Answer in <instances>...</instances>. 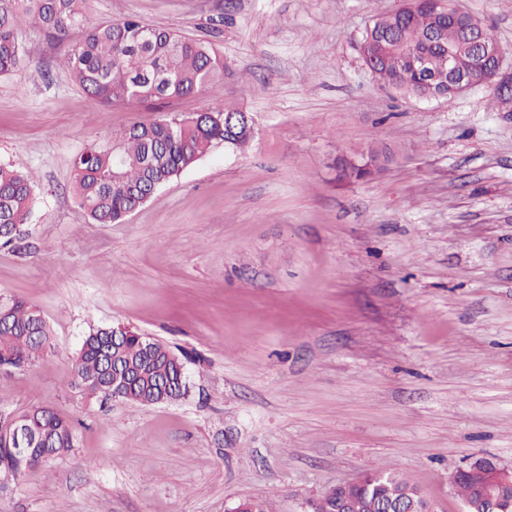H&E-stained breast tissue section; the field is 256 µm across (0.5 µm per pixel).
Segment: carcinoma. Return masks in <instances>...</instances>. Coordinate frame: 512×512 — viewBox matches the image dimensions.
<instances>
[{
	"instance_id": "cac0c4a2",
	"label": "carcinoma",
	"mask_w": 512,
	"mask_h": 512,
	"mask_svg": "<svg viewBox=\"0 0 512 512\" xmlns=\"http://www.w3.org/2000/svg\"><path fill=\"white\" fill-rule=\"evenodd\" d=\"M84 0H0V75L14 72L24 59L17 31L32 25L46 36L70 45L66 64L83 90L104 105L169 102L208 89L224 76V60L204 42L134 17L90 25ZM437 0H406L396 11L375 18L364 31L360 53L364 65L383 84L412 97L448 91V50L466 74L481 78L476 54L460 31L448 24L442 44L426 41L427 31L443 19ZM241 116L238 108L217 104L205 112L178 113L133 122L111 143L93 146L73 162V192L98 224L120 223L146 204L162 187L224 142V115ZM254 139V127L237 129L230 149L241 150ZM394 161L385 148L369 149L359 159L336 162L341 180L374 178ZM34 188L24 173L0 165V247L16 244L28 223ZM50 330L40 312L19 297L0 299V489L11 480L74 448V424L43 406L22 414L9 411L4 380L32 366L49 347ZM119 364L125 382L120 399L143 406L186 397L190 384L182 361L160 342L149 346L127 327L96 329L85 337L75 358V386L90 397L112 398L103 378V349ZM27 426L28 441L19 445L13 423ZM369 486L350 488L352 512H376L374 502L412 498L420 512L429 504L419 487L399 472ZM486 483L484 471L459 472L455 485L463 501H478ZM342 488L324 492L314 512H335ZM495 512H512V481L496 482Z\"/></svg>"
}]
</instances>
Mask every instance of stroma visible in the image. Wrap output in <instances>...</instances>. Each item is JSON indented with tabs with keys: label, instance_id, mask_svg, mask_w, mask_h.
<instances>
[{
	"label": "stroma",
	"instance_id": "stroma-1",
	"mask_svg": "<svg viewBox=\"0 0 512 512\" xmlns=\"http://www.w3.org/2000/svg\"><path fill=\"white\" fill-rule=\"evenodd\" d=\"M401 0H85L89 24L133 16L207 42L224 79L165 104L224 103L258 131L215 148L119 224L93 223L73 160L155 118L104 105L26 27L0 76V164L33 176L24 246L0 249V298L50 330L7 382L9 410L78 419L74 449L0 490V512H273L370 469L397 471L432 512H464L452 475L512 469V106L478 86L422 101L379 83L360 39ZM502 46L512 0H453ZM388 147L367 180L338 157ZM127 325L184 361L190 393L140 406L74 385L96 328Z\"/></svg>",
	"mask_w": 512,
	"mask_h": 512
}]
</instances>
